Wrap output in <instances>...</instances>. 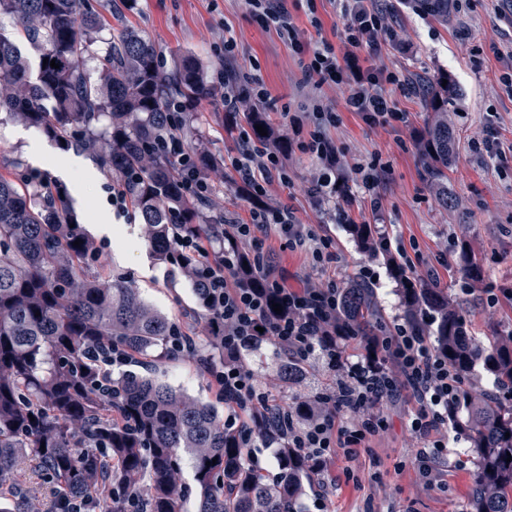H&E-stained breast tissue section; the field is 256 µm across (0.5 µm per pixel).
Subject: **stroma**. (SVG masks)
Listing matches in <instances>:
<instances>
[{
  "mask_svg": "<svg viewBox=\"0 0 512 512\" xmlns=\"http://www.w3.org/2000/svg\"><path fill=\"white\" fill-rule=\"evenodd\" d=\"M89 3L102 18L94 51L83 61L90 78H97L99 59L110 50L118 25L124 24L139 29L156 44L164 66H172L179 56L189 53L208 76L218 64L217 45L225 35H233L238 54L230 66L256 69L275 101L270 116L276 123L287 124L290 115L303 112L308 96L314 93L300 83L299 56L274 31L255 23L245 0H133L128 7L121 0ZM286 3L309 44L331 37L333 26L342 22L340 8L328 2L319 10L324 26L315 29L307 19L304 0ZM386 23L410 50L405 54L388 51L382 57L385 65L409 79L445 70L458 83L460 96L450 107L458 131V159L449 174L454 210L442 209L433 199L413 143V132L427 119L422 98L416 90L394 86L387 93L405 112V124L371 128L358 114L346 112L341 124L328 131L344 151L347 166L367 164L375 156L386 163L387 172L375 192L380 210H372L371 194L364 191L356 175L350 182V203L337 196L315 207L308 190L318 162L298 150L288 157L289 184L273 186L270 196L274 203L295 208L302 223L335 238L337 277L357 275L367 264L374 268L379 280L373 288L386 322L403 317L398 283L382 258L356 249L345 231V219L375 225L406 244L417 242L426 262L418 270L419 277L435 269L438 287L466 302L470 334L482 339L512 333V299L504 295L505 290H512V97L502 85L503 75L512 73V0H470L468 7L456 9L444 25L403 7L389 12ZM224 112V90L214 88L199 107L198 127L213 150L229 160L237 155L240 142L225 130ZM490 125L498 131L493 151H475V142L483 139ZM41 139L35 128L0 112V173H11L16 164H24L65 191L80 225L103 221L116 227L117 237L107 238L104 249L110 268L178 324L202 329L205 318L188 280L149 249L136 213L116 217L106 191L111 176L97 169L93 187L75 193L67 177L32 161L29 149ZM463 234L472 240L486 271L482 288L470 294L463 291L456 250ZM493 294L498 301L492 305L488 298ZM196 350L191 358L162 359L159 368L177 389L223 409L224 402L211 388L199 360L206 352L204 341H197ZM412 410L407 394H399L386 408L387 430L372 437L355 460L337 459L330 472L336 481L330 493L334 512H471L469 491L476 453L468 436L449 430L445 469L436 481H428L419 469L407 431Z\"/></svg>",
  "mask_w": 512,
  "mask_h": 512,
  "instance_id": "1",
  "label": "stroma"
}]
</instances>
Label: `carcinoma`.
I'll use <instances>...</instances> for the list:
<instances>
[{
  "mask_svg": "<svg viewBox=\"0 0 512 512\" xmlns=\"http://www.w3.org/2000/svg\"><path fill=\"white\" fill-rule=\"evenodd\" d=\"M414 7L448 22L449 0H415ZM0 15L23 30L39 60L59 64L57 69L38 65L34 83L20 47L0 37V111L64 149L80 136L89 153L126 186L159 259H171L172 224H195L201 234H214L224 215H208L185 199L179 156L159 147L178 128L198 165L212 162L194 127L197 107L209 95L198 60L187 54L168 70L148 37L123 26L93 81L82 62L92 52L101 17L88 0H0ZM421 91L430 115L414 136L415 147L431 190L448 208L453 204L448 169L456 155L448 104L456 84L443 72L427 79ZM103 115L109 126L100 132ZM239 119L255 145L288 158V136L267 113L246 102L224 117L230 125ZM258 125L266 135L256 131ZM348 231L362 253L374 255L373 225L350 224ZM458 261L466 288L480 287L484 268L464 236ZM387 263L400 285L405 319L436 337L448 364L466 379L448 406V421L468 432L476 449L474 512H512V461L506 462L512 454V405H502L475 377L481 369L493 387H512V334L485 342L468 335L460 301L411 276L392 258ZM107 266L106 256L92 251L89 236L75 223L63 191L48 188L34 202L23 174L0 175V483L17 486L15 495L0 503V512L27 508L29 490L17 479L25 461L34 463L57 493L83 503L85 512H181L185 494L175 478L186 455L195 469L197 512H298L319 476L299 449L278 437L276 409L248 421L256 437L275 436L281 446L280 478L270 483L254 476L248 449L239 435L224 430L213 406L163 378L156 360L168 353L176 322L121 277L108 276ZM424 311L431 315L428 325L421 322ZM337 315L363 348L382 335L375 294L359 278L345 280ZM114 345L126 350L139 370L102 388L88 352H110ZM274 365L281 379L278 398L296 399L313 376L311 367L281 351ZM102 475L112 488L108 499L96 496Z\"/></svg>",
  "mask_w": 512,
  "mask_h": 512,
  "instance_id": "cac0c4a2",
  "label": "carcinoma"
}]
</instances>
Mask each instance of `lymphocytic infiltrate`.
Wrapping results in <instances>:
<instances>
[{
	"label": "lymphocytic infiltrate",
	"instance_id": "1",
	"mask_svg": "<svg viewBox=\"0 0 512 512\" xmlns=\"http://www.w3.org/2000/svg\"><path fill=\"white\" fill-rule=\"evenodd\" d=\"M342 2L346 23L338 43L325 40L312 48L301 39L285 5L247 0L256 20L302 56L303 83L333 85L345 94L340 111L314 103L313 130H305L295 117L288 125L292 144L320 162L311 191L320 201L336 193L342 156L324 131L340 123L342 111L357 113L371 127L405 119L386 94L387 87L405 85L402 73L360 64L361 51L378 56L391 44L384 8L367 5L366 0ZM232 165L238 192L249 205L247 218L233 219L213 239L180 224L173 230L179 270L201 283L203 304L224 332V362L209 374L224 401L225 427L240 434L244 447H253L244 418L275 398L272 389L258 386L241 354L243 345L261 333L284 352L320 360L335 377L319 393L315 415L302 426L284 429L289 446L303 449L316 473L327 475L335 457L353 458L371 437L385 431L384 406L404 389L415 404L409 431L419 446L416 458L424 476L434 477L448 447V404L460 385L445 352L422 329L406 323L388 327L373 351L362 352L357 361L344 357L338 344L342 328L336 322L344 283L329 272L336 261L333 238L300 224L293 208L266 204L272 184L289 182L275 152L255 148L245 139ZM273 236L286 240L289 248L310 253V270L300 286H289L270 265L263 244ZM277 304L282 307L278 313L273 310Z\"/></svg>",
	"mask_w": 512,
	"mask_h": 512
}]
</instances>
